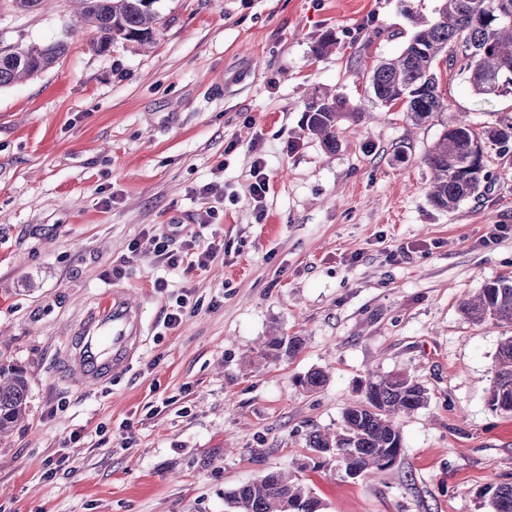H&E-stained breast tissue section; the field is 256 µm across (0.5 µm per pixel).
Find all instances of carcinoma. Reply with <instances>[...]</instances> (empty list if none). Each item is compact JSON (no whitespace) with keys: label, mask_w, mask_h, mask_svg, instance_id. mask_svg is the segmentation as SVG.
I'll list each match as a JSON object with an SVG mask.
<instances>
[{"label":"carcinoma","mask_w":512,"mask_h":512,"mask_svg":"<svg viewBox=\"0 0 512 512\" xmlns=\"http://www.w3.org/2000/svg\"><path fill=\"white\" fill-rule=\"evenodd\" d=\"M80 22L95 29V48L104 52L119 43H154L160 30L159 11L145 0H70ZM436 19L417 30L402 52L379 64L370 77L371 103L397 105L414 125L442 120L447 110L439 91L440 63H462L474 90L482 95L512 93V0H439ZM67 44L41 46L30 58L23 45L0 46V88L33 77L63 57ZM306 128L329 152L339 145L341 123H360L367 112L347 109L345 98L316 91L304 106ZM490 141L507 153L512 149V119H502L480 131L464 120L445 124L424 156L432 173L428 196L434 206L452 211L476 194L489 179L483 154L474 145ZM463 314L476 324L493 321L512 324V279L486 281L478 293L465 299ZM301 336L274 332L259 344L258 357L273 363L297 353ZM327 374L313 369L299 379L308 392L323 387ZM425 388L406 372H371L363 396L342 411L336 431L315 430L306 446L324 458H334L350 478L365 477L391 467L402 448L399 418L427 403ZM28 381L16 365L0 364V438L25 418ZM489 406L512 414V336L503 339L495 357ZM481 505L492 512H512V481L488 483L478 493ZM226 502L231 512H322V502L303 483L281 471L234 490Z\"/></svg>","instance_id":"cac0c4a2"}]
</instances>
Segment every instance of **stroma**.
<instances>
[{"label":"stroma","instance_id":"obj_1","mask_svg":"<svg viewBox=\"0 0 512 512\" xmlns=\"http://www.w3.org/2000/svg\"><path fill=\"white\" fill-rule=\"evenodd\" d=\"M437 3L159 0L151 48L99 52L70 0H0L1 38L68 44L0 88V363L29 380V412L0 440V512H229L226 495L278 470L324 512H490L478 489L512 478V415L486 402L512 326L473 324L460 304L512 278V152L486 144L489 180L439 210L424 156L440 122L368 100V75ZM329 30L335 50L314 56ZM439 89L448 118L474 128L512 117V94L481 97L458 69ZM317 90L370 113L343 124L333 153L305 128ZM208 183L223 196L201 194ZM211 208L215 223L198 225ZM174 222L215 245L206 269L153 259ZM115 288L142 309L145 342L84 388L66 360ZM275 328L303 348L255 367ZM315 368L328 380L309 393L298 379ZM371 370L410 373L428 403L401 419L395 463L352 479L306 438L339 427Z\"/></svg>","mask_w":512,"mask_h":512}]
</instances>
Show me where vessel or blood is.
<instances>
[{"mask_svg": "<svg viewBox=\"0 0 512 512\" xmlns=\"http://www.w3.org/2000/svg\"><path fill=\"white\" fill-rule=\"evenodd\" d=\"M142 335L141 308L125 291L112 290L105 305L89 318L77 350L67 363L69 373L88 386L101 383L127 366Z\"/></svg>", "mask_w": 512, "mask_h": 512, "instance_id": "b4317fda", "label": "vessel or blood"}]
</instances>
